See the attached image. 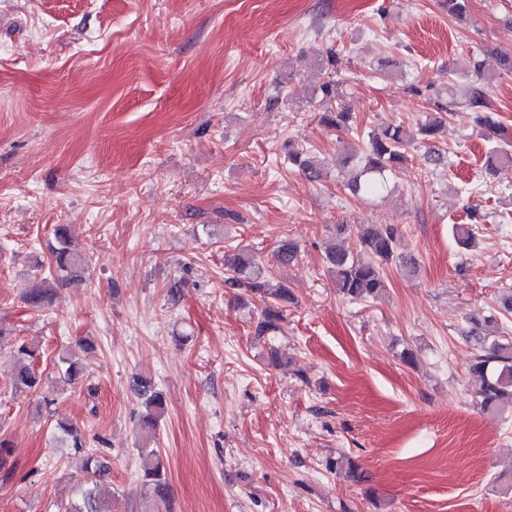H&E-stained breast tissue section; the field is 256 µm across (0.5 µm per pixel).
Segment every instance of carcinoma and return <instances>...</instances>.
Returning <instances> with one entry per match:
<instances>
[{
    "instance_id": "cac0c4a2",
    "label": "carcinoma",
    "mask_w": 512,
    "mask_h": 512,
    "mask_svg": "<svg viewBox=\"0 0 512 512\" xmlns=\"http://www.w3.org/2000/svg\"><path fill=\"white\" fill-rule=\"evenodd\" d=\"M497 66L512 70V56L489 52L483 58L473 60L471 80L464 86L461 97H456L455 83L448 81L450 104L460 99L472 111H484L488 107L485 75ZM320 122L338 130H347L354 124V116L345 109H339L323 113ZM482 123L487 128V138L492 141L489 165L495 169H512V135L487 116L482 117ZM367 138L366 146L359 149L342 143L344 162L355 161L358 166L348 183V189L364 199L376 197L384 191L387 175L408 160L407 152L414 135L400 124H386L368 132ZM288 162L297 166L309 180L319 179L321 162L314 157L293 150L288 153ZM475 234V228L470 224L453 226V237L464 248L473 246ZM55 237L57 246L52 250V266L57 280L73 282L82 279V255L72 247L69 228L64 224L56 226ZM398 237L399 231L393 226L362 224L359 228V253L354 254L338 245L328 248L325 259L339 292L354 301L373 300L387 288L383 266L395 263L405 273H415V259L397 252ZM225 266L228 276L224 278V287L256 297L264 305L254 326V336L262 338L278 333L280 321L283 320L281 305L289 301L288 288L266 277L249 251L240 250L233 254L226 260ZM54 298L55 290L39 282L30 285L23 293L24 303L36 310L51 305ZM464 335L481 339L480 349L470 365V372L481 380L477 391L480 407L493 411L512 406V336L489 333L478 321L472 322ZM34 354L33 346L27 343L16 346L19 366L12 382L18 391H34L39 385L40 376L30 367V358ZM58 364L64 376L73 383L84 374L83 365L69 350L59 356ZM133 387L142 405L138 429L142 446L138 452L147 459L142 479V508L143 512H162V509L169 508L172 488L161 452L150 446V441L156 439L159 422L164 417V397L144 376L134 377ZM56 429L66 436L69 447L83 453L82 469L85 473V480L77 484L74 495L61 505L62 512H112V499L103 481V474L108 469L105 460L87 449L85 436L72 423L58 420Z\"/></svg>"
}]
</instances>
